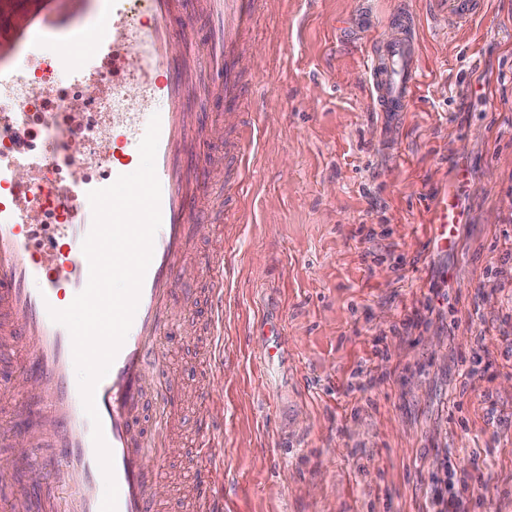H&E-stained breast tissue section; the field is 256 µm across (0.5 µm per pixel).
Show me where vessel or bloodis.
I'll return each instance as SVG.
<instances>
[{
	"label": "vessel or blood",
	"mask_w": 512,
	"mask_h": 512,
	"mask_svg": "<svg viewBox=\"0 0 512 512\" xmlns=\"http://www.w3.org/2000/svg\"><path fill=\"white\" fill-rule=\"evenodd\" d=\"M266 5L267 0H198L196 12L208 23L211 61L204 81L190 69L196 43L184 44L178 53L172 49L181 0H36L31 10L14 14L0 29V355L23 353L21 374H1L0 388L19 391L29 380L41 389L36 398L21 399L16 407L34 439L52 450L54 472L41 512H101L105 479L93 423L74 376L71 334L51 320L48 310L67 308L87 286L89 264L82 245L93 222L88 193L138 169L139 144L155 115L160 118L155 170L162 223L131 328L96 387L95 403L113 456L117 512H162L154 491L164 476L158 442L169 434L168 407L175 395L151 368L166 359L165 340L176 325L172 300L190 261L210 277L205 368L224 364V261L198 253L196 242L202 224L223 223L225 201L235 200L243 187L239 181L227 188L215 180L214 155L226 150L229 164L240 170L253 147L257 119L246 98L259 84L247 81L244 72ZM482 6L483 0H448L447 12L463 24ZM399 17L400 35L370 45L367 52L366 77L381 112L408 111L420 73L415 19L404 11ZM127 49L137 54L133 77L139 94L130 99L113 92L95 151L73 150L83 130L60 126L73 108L72 97L61 91L54 110L44 115L59 134L39 155L30 156L29 105L45 97L36 73L47 69L79 86L103 77L105 65L120 67ZM226 128L235 134L232 141L222 138ZM61 161L77 174L73 185L44 181V173ZM95 162L103 172L85 176ZM46 203L61 221L39 241L27 219ZM433 207V244L444 248L460 213L447 193ZM149 387L157 400L155 423L143 436L136 420ZM219 428L210 418L200 425L193 512H224V495L217 490L224 482V456L214 444Z\"/></svg>",
	"instance_id": "1"
}]
</instances>
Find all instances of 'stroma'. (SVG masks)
Returning a JSON list of instances; mask_svg holds the SVG:
<instances>
[{"instance_id":"1","label":"stroma","mask_w":512,"mask_h":512,"mask_svg":"<svg viewBox=\"0 0 512 512\" xmlns=\"http://www.w3.org/2000/svg\"><path fill=\"white\" fill-rule=\"evenodd\" d=\"M421 73L409 111L374 108L370 43L400 6ZM251 177L224 224V512H512V0L452 26L437 0H271ZM459 186L455 242L429 199ZM194 279L159 372L179 401L156 487L189 512L207 310ZM0 391V486L23 489Z\"/></svg>"}]
</instances>
